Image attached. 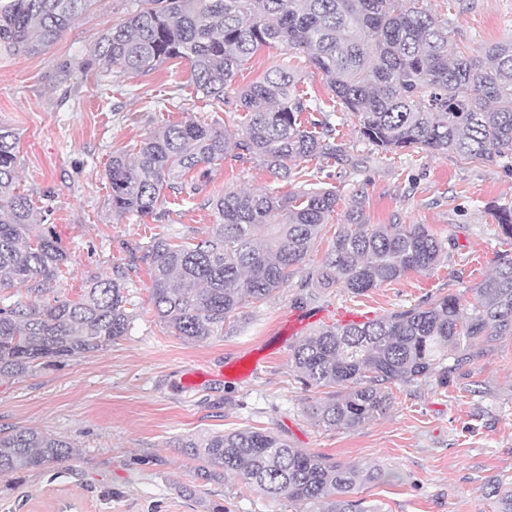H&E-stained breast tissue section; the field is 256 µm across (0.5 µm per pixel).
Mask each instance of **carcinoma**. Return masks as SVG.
<instances>
[{"mask_svg":"<svg viewBox=\"0 0 512 512\" xmlns=\"http://www.w3.org/2000/svg\"><path fill=\"white\" fill-rule=\"evenodd\" d=\"M419 0H139L107 29L83 62L146 74L169 59L191 68L196 92L242 112L231 132L189 117L157 128L132 155L112 153L105 177L112 215L154 217L170 189L195 169L230 157L255 160L288 180L320 178L305 163L341 160L336 125L319 100L297 92L300 71L280 66L230 99L225 90L264 47L306 55L379 154L407 149L454 153L470 162L512 156V41L474 59L453 47L449 24ZM94 0H0V52H36L60 38ZM322 118H317L314 113ZM17 133L0 125V291L27 286L35 296L0 307V379L60 367L127 335L133 314L127 282L148 268L158 321L180 339L224 334L239 310L288 286L336 212V188L317 183L286 196L225 189L207 200L218 214L207 237L176 243L156 237L111 278H96L74 299L53 282L71 258L51 233L33 232L34 205L17 178ZM359 195L322 262L299 285L295 303L311 306L340 286L363 295L410 272L429 271L445 249L425 224H366ZM512 239V206L499 207ZM512 336V258H500L473 301L450 293L360 324L315 330L295 345L291 363L305 390H329L304 412L324 431L354 429L389 409L390 386L432 381L446 388L469 372L477 353ZM201 460L196 475L231 472L263 495L304 512H378L357 497L380 479L333 456L294 448L255 428L190 436L178 443ZM73 446L49 433L0 430V475L38 472L68 461ZM493 512H512V479L487 482Z\"/></svg>","mask_w":512,"mask_h":512,"instance_id":"obj_1","label":"carcinoma"}]
</instances>
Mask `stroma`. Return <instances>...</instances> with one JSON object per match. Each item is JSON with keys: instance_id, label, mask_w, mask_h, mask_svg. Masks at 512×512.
Here are the masks:
<instances>
[{"instance_id": "35a3bbf8", "label": "stroma", "mask_w": 512, "mask_h": 512, "mask_svg": "<svg viewBox=\"0 0 512 512\" xmlns=\"http://www.w3.org/2000/svg\"><path fill=\"white\" fill-rule=\"evenodd\" d=\"M137 0H95L52 45L35 54H0V124L18 137L19 187L35 206L36 228L52 231L71 255L56 283L75 297L87 281L112 275L141 254L154 235L203 237L216 221L208 198L224 189L285 195L296 182L265 168L224 161L195 172L181 192H167L166 219L113 217L105 169L113 151L133 152L164 124L189 116L223 126L222 107L196 95L188 62L163 63L145 75L84 69L97 38L135 8ZM447 19L456 42L480 56L512 40V0H424ZM288 62L302 75L300 90L331 94L305 54L278 47L258 51L236 78L245 86ZM346 161L329 162L338 204L329 231L344 224L364 194L369 224H424L446 241L436 269L355 296L336 288L315 304L322 326L340 309L371 317L406 310L450 293L472 300L473 287L501 255L512 257L495 218L512 205V165L471 163L452 153L418 150L379 155L350 115L337 118ZM328 248L320 243L286 288L242 308L223 336L188 343L159 323L149 303L150 277L139 265L130 284L131 328L109 347L0 380V430L33 428L69 441L73 459L41 474L0 477V512H292L233 476L195 479L180 440L247 426L282 436L293 447L322 452L362 467L381 468L380 480L358 496L382 512H490L485 483L512 475V337L476 357L469 375L448 388L398 384L383 416L351 430L323 431L303 412L306 393L291 367L283 325L296 312L294 296L309 267ZM195 374V387L183 384Z\"/></svg>"}]
</instances>
